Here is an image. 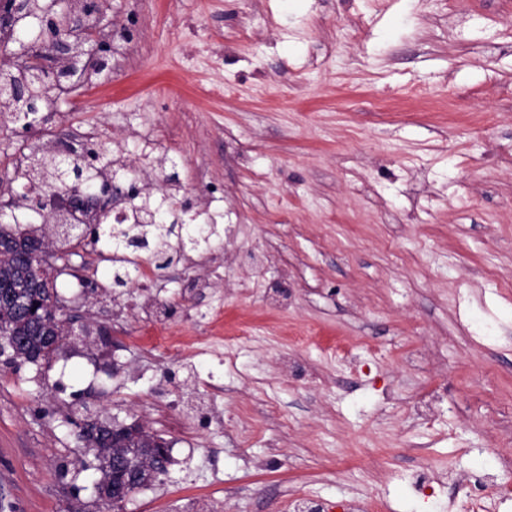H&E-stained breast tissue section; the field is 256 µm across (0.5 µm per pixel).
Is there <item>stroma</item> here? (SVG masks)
Segmentation results:
<instances>
[{"label": "stroma", "mask_w": 512, "mask_h": 512, "mask_svg": "<svg viewBox=\"0 0 512 512\" xmlns=\"http://www.w3.org/2000/svg\"><path fill=\"white\" fill-rule=\"evenodd\" d=\"M98 25L108 68L42 141L103 129V173L215 233L146 295L79 249L74 336L0 357V512H96L87 416L170 445L122 512H469L463 475L512 485V0H104ZM30 143L0 112V177ZM150 305L179 351L134 344Z\"/></svg>", "instance_id": "stroma-1"}]
</instances>
